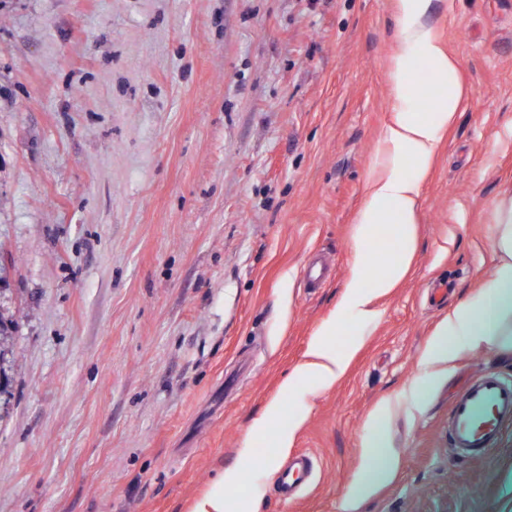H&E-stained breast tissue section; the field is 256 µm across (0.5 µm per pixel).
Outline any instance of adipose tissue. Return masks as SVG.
Listing matches in <instances>:
<instances>
[{
	"label": "adipose tissue",
	"instance_id": "1",
	"mask_svg": "<svg viewBox=\"0 0 512 512\" xmlns=\"http://www.w3.org/2000/svg\"><path fill=\"white\" fill-rule=\"evenodd\" d=\"M430 0H399L403 16L400 33L402 52L393 78L395 105L382 142L390 152L384 173L369 175L365 197L357 218L353 260L339 316L323 325L310 342L305 359L288 378L285 391L294 398L335 384L347 371L357 350L349 342L342 350L329 343L340 324L355 331L377 322L376 300L392 291L408 273L416 252V210L425 179L439 144L458 114L461 92L451 80L453 60L441 46L434 31L424 24ZM430 65V77L442 92L428 115H418L412 100L421 89L409 81L406 71L413 61ZM411 158L414 167L403 172L400 161ZM493 249L497 265L480 293L454 305L436 327L420 356L422 375L404 398L408 410L418 409L421 394L437 377L435 368L452 361L460 352L496 344L512 350V202L500 207ZM393 406L381 403L370 415L364 443L377 466L374 478H356L345 501L347 512L375 489L389 482L398 456L389 444Z\"/></svg>",
	"mask_w": 512,
	"mask_h": 512
}]
</instances>
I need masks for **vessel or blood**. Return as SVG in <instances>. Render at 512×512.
I'll list each match as a JSON object with an SVG mask.
<instances>
[{"label":"vessel or blood","instance_id":"1","mask_svg":"<svg viewBox=\"0 0 512 512\" xmlns=\"http://www.w3.org/2000/svg\"><path fill=\"white\" fill-rule=\"evenodd\" d=\"M512 418V381L491 372L473 376L456 395L448 416L450 447L466 457L480 458L498 447L505 420ZM313 469L306 455L276 475V485L283 498H291L304 475Z\"/></svg>","mask_w":512,"mask_h":512}]
</instances>
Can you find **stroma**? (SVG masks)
Here are the masks:
<instances>
[{
    "instance_id": "1",
    "label": "stroma",
    "mask_w": 512,
    "mask_h": 512,
    "mask_svg": "<svg viewBox=\"0 0 512 512\" xmlns=\"http://www.w3.org/2000/svg\"><path fill=\"white\" fill-rule=\"evenodd\" d=\"M425 21L462 102L418 249L344 378L300 401L283 384L337 314L392 117L399 0H0V512H188L247 440L229 512H344L370 413L493 274L512 199V0ZM482 371L512 380V352L462 353L397 412L398 472L357 512H512V421L483 458L448 444ZM274 400L305 415L283 454L276 423L251 431ZM301 452L316 474L282 500L266 463Z\"/></svg>"
}]
</instances>
